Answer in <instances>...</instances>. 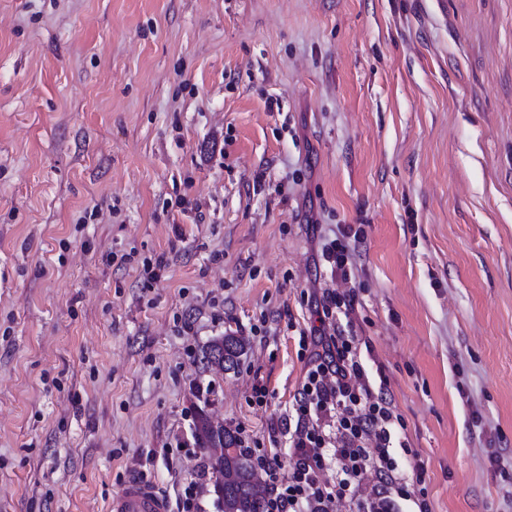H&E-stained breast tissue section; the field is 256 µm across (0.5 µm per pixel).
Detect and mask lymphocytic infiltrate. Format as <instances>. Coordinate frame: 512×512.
<instances>
[{
  "label": "lymphocytic infiltrate",
  "mask_w": 512,
  "mask_h": 512,
  "mask_svg": "<svg viewBox=\"0 0 512 512\" xmlns=\"http://www.w3.org/2000/svg\"><path fill=\"white\" fill-rule=\"evenodd\" d=\"M353 258L346 231L320 244L319 262L331 278L347 279ZM354 301V291L331 288L315 298L318 348L291 414L270 424L287 435L288 455L252 459L268 478L265 512H329L333 500L345 498L356 500L357 512H399L400 502L414 497L394 457L395 406L386 388L370 385L356 339L342 327ZM368 473L375 482L363 496L359 490Z\"/></svg>",
  "instance_id": "obj_1"
}]
</instances>
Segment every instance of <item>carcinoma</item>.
<instances>
[{"label":"carcinoma","mask_w":512,"mask_h":512,"mask_svg":"<svg viewBox=\"0 0 512 512\" xmlns=\"http://www.w3.org/2000/svg\"><path fill=\"white\" fill-rule=\"evenodd\" d=\"M246 352L243 338L226 333L213 339L201 351V363L222 372L235 369ZM195 438L201 448L224 449L217 467L215 492L223 512H265L264 494L255 482V467L238 444L236 433L215 427L201 414L195 427Z\"/></svg>","instance_id":"cac0c4a2"}]
</instances>
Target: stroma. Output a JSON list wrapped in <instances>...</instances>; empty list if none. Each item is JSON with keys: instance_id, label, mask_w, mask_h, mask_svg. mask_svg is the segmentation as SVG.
<instances>
[{"instance_id": "35a3bbf8", "label": "stroma", "mask_w": 512, "mask_h": 512, "mask_svg": "<svg viewBox=\"0 0 512 512\" xmlns=\"http://www.w3.org/2000/svg\"><path fill=\"white\" fill-rule=\"evenodd\" d=\"M347 225L399 470L512 512V0H0V512H221L196 419L287 454ZM349 238V233L345 230H338L334 239L324 240L320 243L319 264L327 268L332 281L337 278L345 282L348 280V269L353 265L354 258ZM245 352L244 339L226 332L224 336L213 339L201 351V363L206 368H215L222 372L234 370ZM110 512H169L168 501L149 484L130 478L110 503Z\"/></svg>"}]
</instances>
